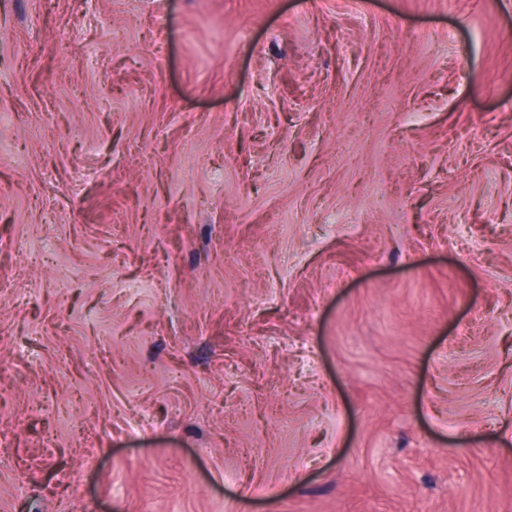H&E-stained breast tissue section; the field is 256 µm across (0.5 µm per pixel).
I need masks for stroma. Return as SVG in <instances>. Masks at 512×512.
Masks as SVG:
<instances>
[{"label": "stroma", "instance_id": "35a3bbf8", "mask_svg": "<svg viewBox=\"0 0 512 512\" xmlns=\"http://www.w3.org/2000/svg\"><path fill=\"white\" fill-rule=\"evenodd\" d=\"M0 512H512V0H0Z\"/></svg>", "mask_w": 512, "mask_h": 512}]
</instances>
